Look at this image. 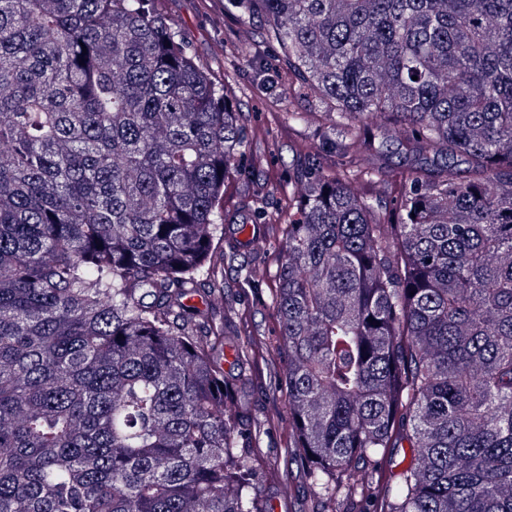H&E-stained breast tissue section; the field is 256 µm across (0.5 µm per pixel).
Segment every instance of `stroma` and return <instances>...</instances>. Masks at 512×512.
I'll return each instance as SVG.
<instances>
[{"mask_svg": "<svg viewBox=\"0 0 512 512\" xmlns=\"http://www.w3.org/2000/svg\"><path fill=\"white\" fill-rule=\"evenodd\" d=\"M156 11L167 20L190 48L197 63L216 82L224 80V36L239 22L224 13L221 0H154ZM251 249H242L224 265L225 300L235 316L225 323L226 333L245 326L259 343L258 349L239 365H225L224 376L245 403L258 431L254 455L258 462H274L264 484L270 512H312L314 492L307 482L301 459L288 439V411L282 397L271 396L269 387L281 370L270 352L278 340L272 304L266 292L237 288L241 267L254 263Z\"/></svg>", "mask_w": 512, "mask_h": 512, "instance_id": "stroma-1", "label": "stroma"}]
</instances>
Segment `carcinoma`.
<instances>
[{
    "label": "carcinoma",
    "mask_w": 512,
    "mask_h": 512,
    "mask_svg": "<svg viewBox=\"0 0 512 512\" xmlns=\"http://www.w3.org/2000/svg\"><path fill=\"white\" fill-rule=\"evenodd\" d=\"M227 6L218 85L151 0H0V512H268L231 179L313 512H512V0ZM271 72L267 148L311 129L277 196L234 94Z\"/></svg>",
    "instance_id": "carcinoma-1"
}]
</instances>
